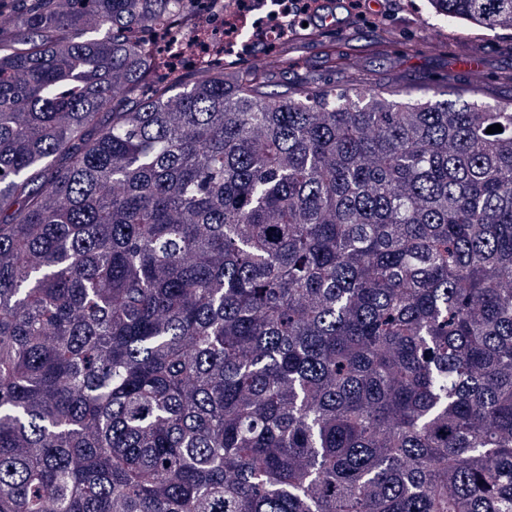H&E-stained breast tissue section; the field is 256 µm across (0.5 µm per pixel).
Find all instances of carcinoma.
Masks as SVG:
<instances>
[{
    "label": "carcinoma",
    "mask_w": 512,
    "mask_h": 512,
    "mask_svg": "<svg viewBox=\"0 0 512 512\" xmlns=\"http://www.w3.org/2000/svg\"><path fill=\"white\" fill-rule=\"evenodd\" d=\"M54 2L0 40V512H512V107L125 108L186 0Z\"/></svg>",
    "instance_id": "cac0c4a2"
}]
</instances>
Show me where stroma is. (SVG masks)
<instances>
[{"label": "stroma", "mask_w": 512, "mask_h": 512, "mask_svg": "<svg viewBox=\"0 0 512 512\" xmlns=\"http://www.w3.org/2000/svg\"><path fill=\"white\" fill-rule=\"evenodd\" d=\"M429 20L428 0H317L316 13L304 15L286 41L251 43L224 68L251 70L274 54L280 63L263 76L275 89L354 83L425 100L512 104V29H435ZM469 56L483 63L481 81L463 67Z\"/></svg>", "instance_id": "35a3bbf8"}]
</instances>
